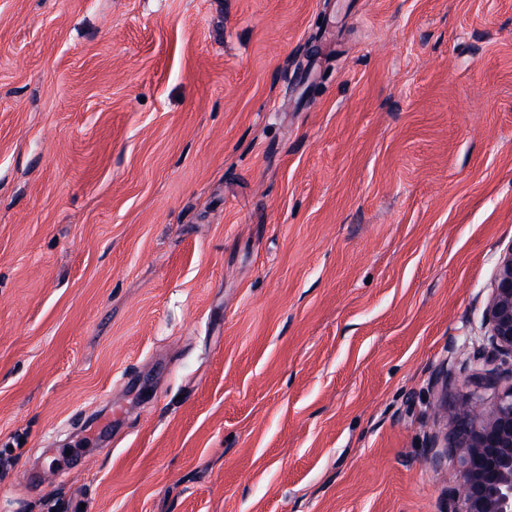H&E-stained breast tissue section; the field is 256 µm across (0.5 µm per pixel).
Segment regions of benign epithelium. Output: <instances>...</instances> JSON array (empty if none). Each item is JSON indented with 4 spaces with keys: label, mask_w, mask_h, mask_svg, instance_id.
Here are the masks:
<instances>
[{
    "label": "benign epithelium",
    "mask_w": 512,
    "mask_h": 512,
    "mask_svg": "<svg viewBox=\"0 0 512 512\" xmlns=\"http://www.w3.org/2000/svg\"><path fill=\"white\" fill-rule=\"evenodd\" d=\"M481 329L435 378L446 386L456 371L477 370L473 391L451 407L446 400L434 405L448 431L431 438L425 462L435 468L451 458L458 470L446 512H512V244L496 262Z\"/></svg>",
    "instance_id": "benign-epithelium-1"
}]
</instances>
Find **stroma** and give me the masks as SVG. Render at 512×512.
<instances>
[{
  "label": "stroma",
  "mask_w": 512,
  "mask_h": 512,
  "mask_svg": "<svg viewBox=\"0 0 512 512\" xmlns=\"http://www.w3.org/2000/svg\"><path fill=\"white\" fill-rule=\"evenodd\" d=\"M511 244L512 0H0V512H445Z\"/></svg>",
  "instance_id": "1"
}]
</instances>
